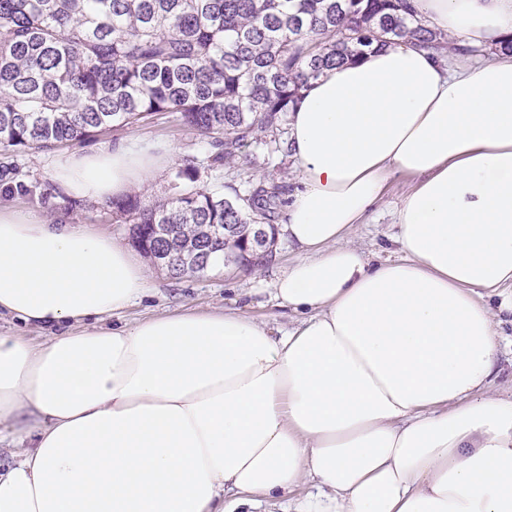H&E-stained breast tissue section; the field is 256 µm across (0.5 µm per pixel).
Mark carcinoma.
<instances>
[{"mask_svg":"<svg viewBox=\"0 0 512 512\" xmlns=\"http://www.w3.org/2000/svg\"><path fill=\"white\" fill-rule=\"evenodd\" d=\"M448 48L412 0H0V145L16 153L83 142L159 112L208 138L210 163L257 165L309 81L392 44ZM185 162L167 198L112 203L154 224L169 275L201 273L221 253L251 255L281 193L260 182L228 198ZM234 224L226 236L224 225Z\"/></svg>","mask_w":512,"mask_h":512,"instance_id":"carcinoma-1","label":"carcinoma"}]
</instances>
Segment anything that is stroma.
<instances>
[{"mask_svg":"<svg viewBox=\"0 0 512 512\" xmlns=\"http://www.w3.org/2000/svg\"><path fill=\"white\" fill-rule=\"evenodd\" d=\"M137 138L167 146L174 163L189 157L201 162L199 183L205 187L223 186L225 195L245 191L251 182L268 178L293 193L298 186V169L287 150L266 155L259 169L245 170L232 162L218 169L205 167L207 145L194 131L186 127L179 114L161 112L146 120L98 134L82 143L31 149L23 153L0 150V166L11 164L16 170L15 181L26 184V191L6 192L5 180L0 177V203L39 212L47 222L87 228L112 237L121 244H130L129 227L113 217L108 202L72 201L71 197L55 191L50 178V166L55 157L99 148L120 140ZM412 185L409 177L391 178L383 202L358 225L351 238L373 260L398 258L393 236L397 231L394 210L403 194ZM299 250L286 234H279L275 258L264 266L250 271L225 268L174 279L157 266H150L151 291L138 304L122 314L113 316L119 325L140 318L168 313L183 307L198 309H238L263 321L273 329L293 326L295 316L278 306L270 291V283L298 255Z\"/></svg>","mask_w":512,"mask_h":512,"instance_id":"stroma-1","label":"stroma"}]
</instances>
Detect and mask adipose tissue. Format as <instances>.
I'll return each instance as SVG.
<instances>
[{
  "mask_svg": "<svg viewBox=\"0 0 512 512\" xmlns=\"http://www.w3.org/2000/svg\"><path fill=\"white\" fill-rule=\"evenodd\" d=\"M486 59L407 44L311 81L290 114L299 256L276 333L236 310L121 327L149 271L111 237L0 207V512H512V397L490 389L512 313V0H413ZM171 161L143 140L72 153L67 196L125 197ZM396 175V261L348 237ZM64 326L34 342L29 330Z\"/></svg>",
  "mask_w": 512,
  "mask_h": 512,
  "instance_id": "1",
  "label": "adipose tissue"
}]
</instances>
